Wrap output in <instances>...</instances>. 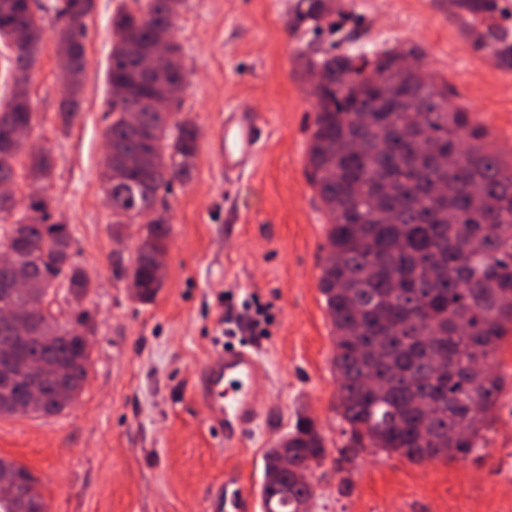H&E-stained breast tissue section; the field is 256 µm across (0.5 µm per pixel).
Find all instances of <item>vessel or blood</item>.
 <instances>
[{
  "label": "vessel or blood",
  "instance_id": "obj_1",
  "mask_svg": "<svg viewBox=\"0 0 512 512\" xmlns=\"http://www.w3.org/2000/svg\"><path fill=\"white\" fill-rule=\"evenodd\" d=\"M261 137L260 126L248 115L229 113L218 156L228 173L242 172L251 162ZM270 376L251 347H225L219 359L204 360L191 383V394L208 408L205 422L220 438L225 454L239 451L256 425L258 405L269 392ZM204 512H256L257 501L241 473L226 468L222 483L203 495Z\"/></svg>",
  "mask_w": 512,
  "mask_h": 512
}]
</instances>
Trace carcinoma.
Here are the masks:
<instances>
[{"label": "carcinoma", "instance_id": "cac0c4a2", "mask_svg": "<svg viewBox=\"0 0 512 512\" xmlns=\"http://www.w3.org/2000/svg\"><path fill=\"white\" fill-rule=\"evenodd\" d=\"M133 2L121 4L111 19L108 81L131 94L106 100L112 121L104 136L112 154L100 181L112 223L146 224L131 268L141 281L140 301L147 302L163 286L157 269L166 261L170 236L164 199L174 185L191 181L198 133L170 111L169 88L181 91L186 82L172 33L184 0ZM453 3L474 20L498 11L497 0ZM304 4L299 19L321 31L332 13L329 0ZM94 8L95 0H0V44L10 51L13 71L11 94L0 101V182H17L21 170L30 187L18 216L14 197L0 195V233L32 264L29 288L0 296V307L38 311L37 318L21 320L19 340L0 326V357L32 363L50 350L76 391L91 366V351L79 342L89 313L75 311L62 323L49 296L63 284L78 299L90 280L69 263V225L51 212L50 154L23 152L14 134L32 129L36 119L28 85L45 49L43 11L54 14L55 51L70 57L61 72L67 93L58 114L63 125L73 124L82 104L85 20ZM166 36L164 78L141 79L139 56ZM475 43L512 68L509 34L488 25ZM422 56L413 44L370 57L310 45L298 54L303 72L320 70L326 77L308 147L310 181L327 221L320 290L332 324L348 450L377 448L411 462L465 461L483 449L484 431L507 386L493 360L512 333V164L487 144L469 112L448 108V85L410 66V59ZM128 111L141 114L139 129L126 124ZM32 209L44 213L45 223L26 222ZM33 388L27 376L7 384L0 379V415L60 412L51 379L43 381L38 401L29 400ZM279 447L288 449L294 468L304 469L326 454L325 440L312 419L301 417L288 440L264 456L266 512H300L314 484L298 483L282 470ZM1 481L15 483L17 492L0 497V512L45 508L26 466L0 457Z\"/></svg>", "mask_w": 512, "mask_h": 512}]
</instances>
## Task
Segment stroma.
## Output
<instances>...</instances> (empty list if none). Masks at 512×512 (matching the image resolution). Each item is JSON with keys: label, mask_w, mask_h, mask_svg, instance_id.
<instances>
[{"label": "stroma", "mask_w": 512, "mask_h": 512, "mask_svg": "<svg viewBox=\"0 0 512 512\" xmlns=\"http://www.w3.org/2000/svg\"><path fill=\"white\" fill-rule=\"evenodd\" d=\"M299 0H185L174 36L187 71L175 108L198 130L192 180L166 198L171 228L164 285L153 302L125 281L142 224L112 222L100 182L105 158L112 49L119 0H95L87 20L82 112L70 130L57 115L63 89L53 48L29 85L37 123L28 145L50 152L55 217L72 234V260L92 286L81 299L56 289L62 314L90 315L92 363L81 393L51 416H0V456L40 479L47 512H201L204 486L234 466L253 490L266 448L297 414L311 417L327 456L313 475L310 512H487V491L512 502V392L504 391L485 448L465 461L411 462L373 448L344 453L336 409L332 325L319 288L326 218L309 183L307 146L315 99L298 71L309 43L340 52L418 45L448 103L468 109L487 140L512 160V69L476 49L450 0H333L320 33L295 22ZM262 127L248 167L226 177L213 154L231 109ZM256 293L273 305L271 334L253 341L270 394L242 450L225 458L190 396L194 371L217 356L224 293Z\"/></svg>", "instance_id": "35a3bbf8"}]
</instances>
